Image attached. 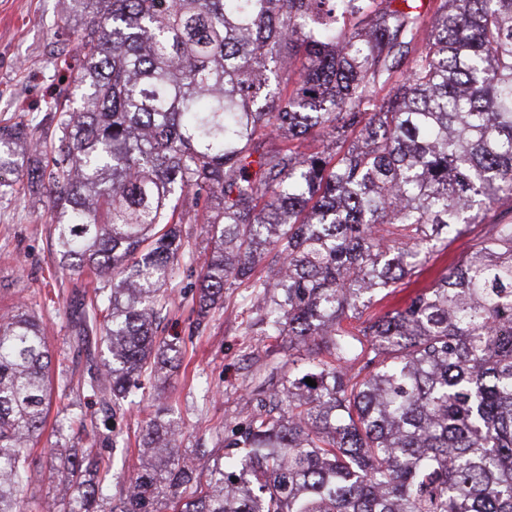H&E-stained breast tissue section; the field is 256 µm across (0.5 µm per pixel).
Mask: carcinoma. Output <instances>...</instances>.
I'll list each match as a JSON object with an SVG mask.
<instances>
[{"instance_id": "carcinoma-1", "label": "carcinoma", "mask_w": 512, "mask_h": 512, "mask_svg": "<svg viewBox=\"0 0 512 512\" xmlns=\"http://www.w3.org/2000/svg\"><path fill=\"white\" fill-rule=\"evenodd\" d=\"M74 2L80 103L54 101L58 144L30 142L25 176L58 263L100 283L70 312L76 347L107 350L79 386L115 415L171 361L156 323L187 219L213 240L195 324L245 283L270 350H315L269 375L224 462L153 419L123 492L93 443L46 512H512V0H440L427 28L416 0ZM29 135L0 127V187ZM55 388L45 322L1 318L0 512ZM482 231L483 224L471 225L468 233L465 236L458 238L448 246V250L445 253L440 254L437 257L435 256L430 261L428 268L423 272L421 276H419L416 284H411L408 288H405L404 291L400 292L395 298L389 297L383 301H374L373 305L366 310L363 319L367 316L368 313L378 312L381 310L386 311L392 308L394 304H396L402 297L406 296L416 286H424L429 284L441 270L462 257L470 244V240L473 237L479 235Z\"/></svg>"}]
</instances>
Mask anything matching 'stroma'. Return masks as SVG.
I'll use <instances>...</instances> for the list:
<instances>
[{"label": "stroma", "mask_w": 512, "mask_h": 512, "mask_svg": "<svg viewBox=\"0 0 512 512\" xmlns=\"http://www.w3.org/2000/svg\"><path fill=\"white\" fill-rule=\"evenodd\" d=\"M70 10V0H0V126L22 122L37 138L54 132L57 115L50 103L71 91L63 80L62 60L73 50V36L60 22ZM182 232L192 258L174 278L171 302L160 321L163 335L180 345L178 365L168 369L157 396H146L113 418L100 411L87 391L53 396L46 424L30 450L29 461L40 475L20 494L23 512H44L48 503L69 497V486L55 472V451L89 447L99 432L117 440L109 452L113 471L129 477L145 424L161 404L183 423L181 449L207 448L223 455L225 440L252 411L271 367L287 362V351L269 352L268 339L251 327L253 297L246 285L226 289L223 307L194 329L196 290L210 238L201 223L183 225ZM96 286L90 272L59 267L46 196L28 191L22 177L14 191L0 192V315L21 305L41 314L50 348L75 382L83 375L85 356L73 345L67 310ZM80 412L93 422L78 436L68 418Z\"/></svg>", "instance_id": "obj_1"}]
</instances>
